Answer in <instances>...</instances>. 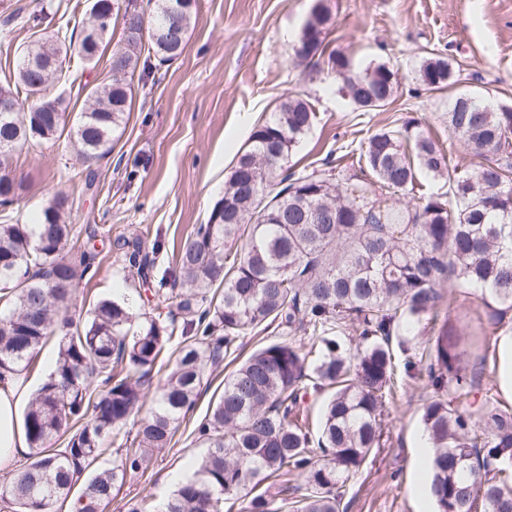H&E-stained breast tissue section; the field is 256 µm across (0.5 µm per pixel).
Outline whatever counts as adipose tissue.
Returning a JSON list of instances; mask_svg holds the SVG:
<instances>
[{
	"mask_svg": "<svg viewBox=\"0 0 512 512\" xmlns=\"http://www.w3.org/2000/svg\"><path fill=\"white\" fill-rule=\"evenodd\" d=\"M24 395L19 372L0 369V469L10 467L27 446L18 417Z\"/></svg>",
	"mask_w": 512,
	"mask_h": 512,
	"instance_id": "obj_1",
	"label": "adipose tissue"
}]
</instances>
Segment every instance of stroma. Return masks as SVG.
Returning <instances> with one entry per match:
<instances>
[{
    "label": "stroma",
    "mask_w": 512,
    "mask_h": 512,
    "mask_svg": "<svg viewBox=\"0 0 512 512\" xmlns=\"http://www.w3.org/2000/svg\"><path fill=\"white\" fill-rule=\"evenodd\" d=\"M334 25L333 48L364 69L388 64L396 73L394 101L366 112L340 91L341 80L327 67L298 65L294 49L313 0H198L197 15L184 53L177 60L148 62L132 111L107 157L85 167L76 159L71 127L32 149L14 154L12 177L24 187L13 213L22 223H37L41 209L62 194L68 198L67 221L78 228L100 227L111 237H140L144 249H157L158 269L169 268L180 243L195 225L206 223L224 195V183L237 151L255 126L266 121L276 102L304 91L316 120L288 159L295 172L320 167L333 157L340 178L369 181L353 163L352 149L371 133L416 121L435 141L450 145L453 161L465 162L463 142L448 137L452 92H422L423 62L447 57L465 78L461 91L494 106L512 107V0H328ZM90 0H0V85L16 69L29 41V19L41 17L42 32L70 35L88 21ZM109 61L95 68L71 64L60 86L62 107L78 115L88 105L78 85L109 78ZM95 186L85 189L86 174ZM98 257L76 289L67 314L85 315L93 302H124L133 316L148 313L167 319L174 303L154 305L140 297L139 278L124 274L109 242L97 243ZM456 309L440 300V313H452L467 330L461 356L467 368L480 363L495 333L478 329L485 308L480 293L455 289ZM217 368L200 392L192 420L183 422L172 447L154 451L144 475L127 478L113 492L105 512H126L132 499L165 500L185 477L203 449L193 434L224 385ZM434 394L425 375L406 379L384 412L385 445L372 463L350 480L346 512H434L429 473L420 461L424 431L421 410Z\"/></svg>",
    "instance_id": "stroma-1"
}]
</instances>
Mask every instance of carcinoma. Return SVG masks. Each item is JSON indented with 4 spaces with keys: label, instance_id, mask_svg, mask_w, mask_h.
<instances>
[{
    "label": "carcinoma",
    "instance_id": "carcinoma-1",
    "mask_svg": "<svg viewBox=\"0 0 512 512\" xmlns=\"http://www.w3.org/2000/svg\"><path fill=\"white\" fill-rule=\"evenodd\" d=\"M168 0H156L150 25L128 0L111 24L135 39L109 59L119 74L92 86L94 112H82L73 146L91 164L112 152L133 99V79L143 51L163 61L182 55L196 11L176 24V46L161 33ZM332 13L315 0L295 56L328 63L343 89L365 110L391 104L395 72L386 64L359 71L328 49ZM105 39L86 26L78 43L38 37L36 70L17 64L14 83L0 93L30 106L0 115V206L18 198L7 161L66 124L65 112H45L44 98L61 80L58 59L75 54L97 63ZM418 80L427 92L461 81L460 70L435 57ZM316 112L304 94L279 101L236 154L224 196L176 254L179 291L167 275L154 296L176 299L178 314L133 326L117 301H98L84 322L60 316L95 253L65 221L67 198L53 197L39 224H0V369L29 366L48 336L61 335L47 381L30 402L23 427L31 462L4 477L0 497L18 512H47L67 497L103 451V438L120 434L149 395L151 374L172 365L154 395L155 408L135 436L122 435L112 468L85 480L76 512H102L116 486L145 471L148 455L170 447L180 424L194 413L201 386L246 336L275 327L284 339L261 345L224 376V390L194 430L206 445L195 470L167 497V512H281L264 486L300 493L293 512H340L342 488L381 447V420L398 382L425 371L436 398L422 408L433 448L430 494L435 512H512V410L477 403L476 373L461 365V333L452 315H440L439 288L448 281L480 291L488 308L484 325L496 329L512 312V108H494L467 94L452 99L448 133L463 140L475 161L453 165L443 147L418 126L381 129L359 144V162L396 195L414 192L419 176H448V191H429L406 208L378 198L366 183L336 180L332 170L297 175L284 168L309 133ZM122 268L142 281L147 256L140 238L115 240ZM428 333V351L410 335ZM404 356L397 363L393 338ZM329 391L310 424L309 395ZM68 436L65 447L52 443Z\"/></svg>",
    "mask_w": 512,
    "mask_h": 512
}]
</instances>
